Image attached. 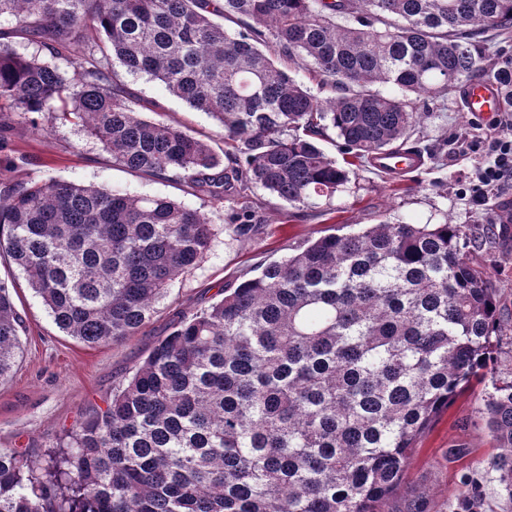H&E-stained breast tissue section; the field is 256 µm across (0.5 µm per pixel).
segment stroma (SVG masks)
Returning a JSON list of instances; mask_svg holds the SVG:
<instances>
[{"instance_id": "obj_1", "label": "stroma", "mask_w": 512, "mask_h": 512, "mask_svg": "<svg viewBox=\"0 0 512 512\" xmlns=\"http://www.w3.org/2000/svg\"><path fill=\"white\" fill-rule=\"evenodd\" d=\"M120 78L135 94V109L143 117L204 138L216 155H223L224 140L211 114L171 95L149 76L124 72ZM471 119L459 96L435 102L416 136L426 165L396 179L357 162L349 168L348 183L329 199L291 205L255 189L249 199L257 207L254 231L241 236L218 231L204 260L174 280L152 319L116 345L89 348L61 332L16 266L0 257V280L15 285L13 300L23 320L16 365L0 381V448L43 455L86 411L105 407L113 386L168 336L179 316L208 306L221 290L253 276L258 264L280 259L306 240L385 219L506 226V233L477 259L497 287L503 341L492 366L499 381L512 380V213L503 208L504 201H512V191L492 193L481 209L458 194L479 161L457 151L456 140L468 131ZM32 178L108 185L132 195L170 197L211 216L217 213L208 198L185 187L113 165L101 145L75 126L46 118L35 129L14 113L0 112V180ZM485 392V386H471L440 413L418 440L405 480L383 503V512H512V500L504 496L492 466L499 450L480 417Z\"/></svg>"}]
</instances>
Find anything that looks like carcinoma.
Segmentation results:
<instances>
[{"instance_id": "cac0c4a2", "label": "carcinoma", "mask_w": 512, "mask_h": 512, "mask_svg": "<svg viewBox=\"0 0 512 512\" xmlns=\"http://www.w3.org/2000/svg\"><path fill=\"white\" fill-rule=\"evenodd\" d=\"M5 16L25 42L0 41V112L67 121L112 164L218 207L256 187L291 204L335 195L349 171L315 137L335 130L362 163L395 153L464 78L512 113V56L486 65L512 0H0ZM299 59L327 95L288 73ZM117 63L211 113L227 162L135 111ZM492 234L383 221L268 263L183 315L42 458L0 449V512H380L497 350L495 289L472 258ZM215 235L167 197L53 178L0 191V251L89 347L136 335ZM22 323L0 281V380ZM482 415L512 500V382Z\"/></svg>"}]
</instances>
